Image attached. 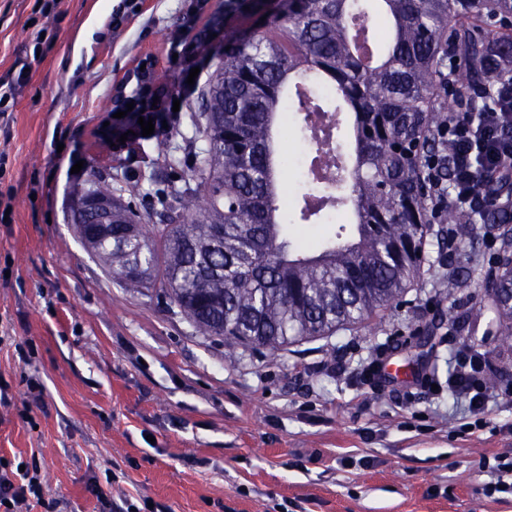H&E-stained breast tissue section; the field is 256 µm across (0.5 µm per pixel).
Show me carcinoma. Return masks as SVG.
<instances>
[{"label": "carcinoma", "instance_id": "cac0c4a2", "mask_svg": "<svg viewBox=\"0 0 512 512\" xmlns=\"http://www.w3.org/2000/svg\"><path fill=\"white\" fill-rule=\"evenodd\" d=\"M386 23L375 65L354 46V27L376 46L367 2ZM224 61L189 115L188 131L155 134L150 162L121 177L95 170L70 195L112 198L107 232L81 239L105 271L133 291L159 289L197 332L278 351L364 323L399 299L420 274L439 185L454 183V120L439 99L466 90L461 113L484 111L495 84L489 58L512 65V0H285L257 27L228 35ZM299 79L325 89L353 116L350 190L357 235L315 250L281 233L287 191L275 135L288 128ZM182 146H172L173 134ZM439 161L429 185L419 167ZM312 169H340L334 146ZM470 207L448 204L443 224L502 230V250L467 279L492 284L502 343L512 344V183L478 175ZM303 200L302 218H321L332 191Z\"/></svg>", "mask_w": 512, "mask_h": 512}]
</instances>
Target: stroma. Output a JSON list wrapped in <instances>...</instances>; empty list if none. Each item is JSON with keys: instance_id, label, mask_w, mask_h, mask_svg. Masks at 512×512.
I'll use <instances>...</instances> for the list:
<instances>
[{"instance_id": "35a3bbf8", "label": "stroma", "mask_w": 512, "mask_h": 512, "mask_svg": "<svg viewBox=\"0 0 512 512\" xmlns=\"http://www.w3.org/2000/svg\"><path fill=\"white\" fill-rule=\"evenodd\" d=\"M64 0L45 22L35 0H0V81L25 57L32 29L49 38L0 132V459L37 466L56 512H102L104 496L143 497L167 512H512V495L485 494L482 456L512 455V407L485 427L448 393L459 348L487 353L512 385V352L494 335L452 330L449 318L490 306L480 285L449 298V266L488 262L485 229L457 226L451 256L434 237L420 276L372 321L279 351L204 336L156 290L122 288L67 224L76 161L127 164L107 124L129 73L151 66L158 108L187 124L214 67L208 42L252 27L272 0ZM200 72L190 78V61ZM278 140L291 160L292 198L310 192L295 160L303 112ZM289 239L353 238L356 226L288 213ZM397 343L396 361L426 369L434 389L379 390L360 369ZM42 391L30 388L31 381Z\"/></svg>"}]
</instances>
